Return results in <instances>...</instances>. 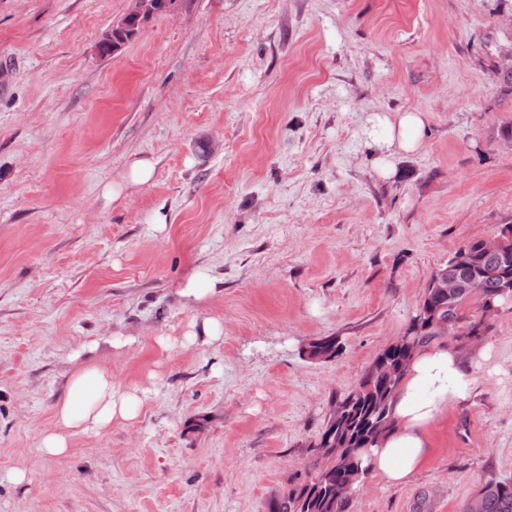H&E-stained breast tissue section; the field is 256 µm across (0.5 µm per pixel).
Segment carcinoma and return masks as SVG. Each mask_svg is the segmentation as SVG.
<instances>
[{"label": "carcinoma", "mask_w": 512, "mask_h": 512, "mask_svg": "<svg viewBox=\"0 0 512 512\" xmlns=\"http://www.w3.org/2000/svg\"><path fill=\"white\" fill-rule=\"evenodd\" d=\"M142 28L135 21L113 38L102 39L97 44L100 56H109L117 45H126L134 40ZM503 251L498 255H487L480 242L470 241L460 248L462 260L451 268V273L460 277L481 274L485 277L484 297L490 302L503 295L504 286L512 283V226L502 225ZM469 300L462 297L453 306L448 299L435 293L426 295L422 308L438 320L451 318L459 327L467 329L466 335L476 336L482 332L481 324L467 315ZM407 337L413 346L402 351L389 346L375 357L366 370L359 386L340 401L320 434L318 447L331 448L330 454H321L322 468L331 470L329 479L319 480L314 476L307 483L290 489L279 501L276 512H350L351 496L341 491V482L349 474L365 477L361 470L359 452L374 440L370 425L381 418L388 420L389 404L398 387L413 349L436 337L432 323L425 320L412 322ZM310 355L325 350L339 352V342L334 336H323L310 343ZM348 416L338 444L330 445L327 438L336 430L332 419ZM492 488L485 493L483 512H512V480L490 478Z\"/></svg>", "instance_id": "cac0c4a2"}]
</instances>
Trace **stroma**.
<instances>
[{
  "label": "stroma",
  "mask_w": 512,
  "mask_h": 512,
  "mask_svg": "<svg viewBox=\"0 0 512 512\" xmlns=\"http://www.w3.org/2000/svg\"><path fill=\"white\" fill-rule=\"evenodd\" d=\"M129 5L0 0V512H274L432 273L512 224V0H175L100 57ZM413 109L423 146L381 179L366 119ZM140 156L152 179L106 199ZM321 336L340 353L307 359ZM479 343L421 470L351 512L512 478V299ZM87 364L148 399L48 456ZM142 24L133 21L120 34L108 39H101L97 44V52L101 57L112 55L115 45H126L134 40L142 28ZM113 38V40H112Z\"/></svg>",
  "instance_id": "obj_1"
}]
</instances>
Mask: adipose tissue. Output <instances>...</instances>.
<instances>
[{
  "mask_svg": "<svg viewBox=\"0 0 512 512\" xmlns=\"http://www.w3.org/2000/svg\"><path fill=\"white\" fill-rule=\"evenodd\" d=\"M370 122L379 153L378 174L391 178L395 159L421 148L427 115L418 110L377 112ZM487 356L484 349L466 356L445 342L419 347L394 398L392 425L363 449V468L389 485L409 482L429 453L432 424L449 405L466 403L476 390L477 379L467 371V364ZM143 405L142 398L115 389L111 371L81 368L72 375L69 393L57 407L58 430L45 434L41 446L48 455H63L69 448V432L97 433L112 422L133 421Z\"/></svg>",
  "mask_w": 512,
  "mask_h": 512,
  "instance_id": "adipose-tissue-1",
  "label": "adipose tissue"
}]
</instances>
